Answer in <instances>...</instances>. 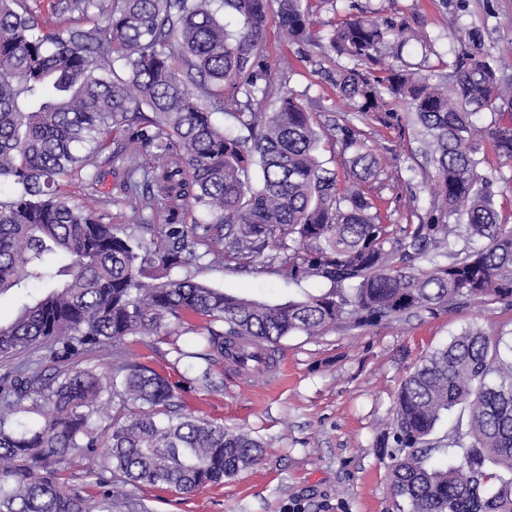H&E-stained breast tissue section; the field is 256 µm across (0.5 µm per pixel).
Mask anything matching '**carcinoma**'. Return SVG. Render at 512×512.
I'll return each mask as SVG.
<instances>
[{
    "instance_id": "cac0c4a2",
    "label": "carcinoma",
    "mask_w": 512,
    "mask_h": 512,
    "mask_svg": "<svg viewBox=\"0 0 512 512\" xmlns=\"http://www.w3.org/2000/svg\"><path fill=\"white\" fill-rule=\"evenodd\" d=\"M269 2L66 0L84 22L51 26L26 0H0V295L38 290L0 321V512H127L116 480L187 494L260 463L265 445L249 433L179 412L178 385L125 359L130 336L201 337L175 353L204 361L194 380L211 386L221 360L253 370L262 346L269 365L290 336L512 308V225L477 158L487 136L512 159V81L478 52L445 76L386 62L390 46L425 41L403 16L352 15L321 36L312 0H277L285 40L327 41L314 73L360 121L408 122L424 137L432 201L394 227L363 189L391 177L363 129H330L349 187L319 159L315 102L283 91L265 55ZM334 55L348 65L326 67ZM477 112L496 119L478 126ZM126 142L141 159L104 200L105 166ZM75 176L80 199L63 189ZM109 203L150 210L151 239L109 221ZM195 208L205 218L186 222ZM456 227L480 246L455 249ZM206 256L322 289L269 304L172 275ZM458 406L467 422L435 436ZM377 448L408 512H512V342L469 327L429 353L401 382ZM71 467L97 492L67 486Z\"/></svg>"
}]
</instances>
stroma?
<instances>
[{"instance_id":"stroma-1","label":"stroma","mask_w":512,"mask_h":512,"mask_svg":"<svg viewBox=\"0 0 512 512\" xmlns=\"http://www.w3.org/2000/svg\"><path fill=\"white\" fill-rule=\"evenodd\" d=\"M364 14L401 13L422 29L426 43L405 47L404 59L444 75L456 54L479 46L499 75L512 79V0H314L313 31H326L352 9ZM266 54L285 79V90L319 100L318 123L341 120L347 111L333 87L313 73L305 50L282 41L276 11L267 18ZM367 144L394 177L378 195L387 223L401 224L411 208L431 202L427 178L433 166L411 132L367 127ZM481 169L492 176L497 209L512 224V159L501 157L491 139L481 147ZM190 274L227 292L275 304L296 289L273 274H244L202 260ZM512 327V309L467 305L453 312H426L392 324L292 336L278 354L284 375L242 377L218 364L215 387L195 383L189 361L175 352L194 351L191 335L162 337L145 346L130 337L121 349L129 361L146 364L172 381L185 382L177 403L182 412L249 430L267 444L261 464L221 484L179 495L156 487L116 484L131 512H408L389 488L376 441L392 416L403 378L435 348L468 327L486 332Z\"/></svg>"}]
</instances>
